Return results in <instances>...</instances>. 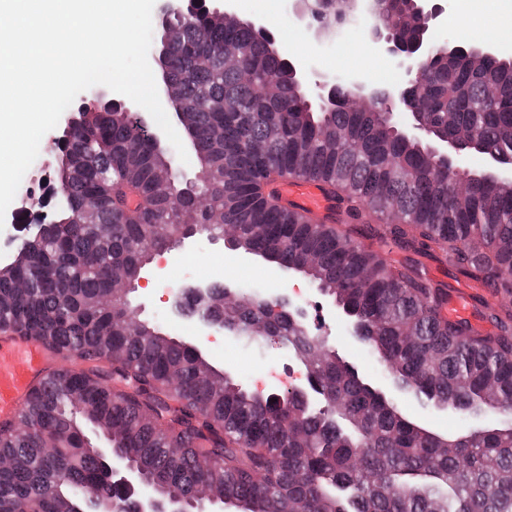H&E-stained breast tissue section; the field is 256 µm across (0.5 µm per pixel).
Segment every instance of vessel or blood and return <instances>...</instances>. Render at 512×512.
<instances>
[{
  "label": "vessel or blood",
  "mask_w": 512,
  "mask_h": 512,
  "mask_svg": "<svg viewBox=\"0 0 512 512\" xmlns=\"http://www.w3.org/2000/svg\"><path fill=\"white\" fill-rule=\"evenodd\" d=\"M273 189L285 205L299 212L326 219L336 210L335 201L318 181L285 177L275 182ZM477 303L482 308L494 309L500 301L497 294L474 282H463L449 289L443 313L449 320L468 322ZM47 358L48 349L37 338L0 340V419L17 414Z\"/></svg>",
  "instance_id": "obj_1"
}]
</instances>
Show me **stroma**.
<instances>
[{"label":"stroma","mask_w":512,"mask_h":512,"mask_svg":"<svg viewBox=\"0 0 512 512\" xmlns=\"http://www.w3.org/2000/svg\"><path fill=\"white\" fill-rule=\"evenodd\" d=\"M260 10L275 16L269 27L279 50L288 54L294 64H302L309 56H317L318 69L324 74L364 72L367 80H386L399 83L401 73L393 66L383 65L382 54L374 48L362 30L351 28L340 35V48L319 46L312 30L293 10L292 0H260ZM62 127L47 132L39 147V154L29 168L30 183L20 184L8 208L16 213L27 208L29 213H53L48 197L55 181L58 155L56 142ZM230 251L223 240L195 245L184 242L170 252V262L161 277H154L152 270H145L144 278L152 279L148 288H136L131 294L134 305L143 319L163 318L166 331L173 336L196 338L198 330L190 320L172 311L178 291L187 286L206 283L213 272H221L224 283L230 288H247L260 295L276 291L286 294L292 306L303 312L304 324L329 342L361 374L372 371V364L365 347L346 335L347 319L336 304L322 295L306 278L289 274L277 284L266 278L250 277L251 268H264L260 258H253L251 266H242L229 259ZM209 361L228 369L235 376L244 378L252 390L271 392L295 386H306V370L295 360L281 355L279 350L259 343H250L238 336H215L204 344Z\"/></svg>","instance_id":"35a3bbf8"}]
</instances>
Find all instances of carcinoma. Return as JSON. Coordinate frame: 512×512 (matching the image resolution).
<instances>
[{
  "mask_svg": "<svg viewBox=\"0 0 512 512\" xmlns=\"http://www.w3.org/2000/svg\"><path fill=\"white\" fill-rule=\"evenodd\" d=\"M325 30L346 22L354 0H307ZM403 43L422 29L392 3ZM242 50L224 63V45ZM423 76L431 136L467 141L469 154L512 155V57L491 59L452 42ZM163 78L187 110L197 170L192 187L156 190L176 150L156 147L117 110H75L58 140L57 183L68 205L45 236L0 268V330L37 338L78 365L50 368L18 415L0 422V512H80L90 490L103 509L133 512L95 464L123 455L154 494L183 496L202 484L224 491L236 512H512V417L479 433L436 436L358 383L359 373L310 335L285 305L246 296L224 308V285L200 303L247 340H277L303 360L308 387L327 412L305 411L290 390L257 393L217 369L202 351L154 323L129 316L109 278L141 275L178 224L211 237L233 225V249L310 279L360 326L375 372L416 402L456 410L512 408V309L489 314L494 336L440 318V286L399 249L437 258L496 293L512 295V185L473 166L460 174L402 136L383 105L315 106L299 72L282 66L271 41L242 20L206 11L177 22ZM323 182L357 225L322 224L286 209L267 186L283 177ZM92 219L82 221L87 206ZM376 239L379 250L354 235ZM29 288L21 292L17 283Z\"/></svg>",
  "mask_w": 512,
  "mask_h": 512,
  "instance_id": "1",
  "label": "carcinoma"
}]
</instances>
